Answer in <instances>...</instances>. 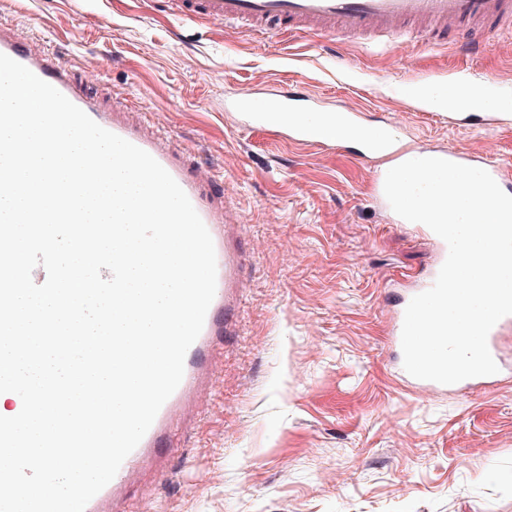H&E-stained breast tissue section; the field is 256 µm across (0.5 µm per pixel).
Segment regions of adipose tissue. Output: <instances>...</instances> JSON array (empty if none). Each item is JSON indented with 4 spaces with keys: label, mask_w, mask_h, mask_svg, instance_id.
Returning <instances> with one entry per match:
<instances>
[{
    "label": "adipose tissue",
    "mask_w": 512,
    "mask_h": 512,
    "mask_svg": "<svg viewBox=\"0 0 512 512\" xmlns=\"http://www.w3.org/2000/svg\"><path fill=\"white\" fill-rule=\"evenodd\" d=\"M414 98L439 110L473 112L487 109H512V100L503 101L491 94L483 85L457 83L450 87L428 84L412 88ZM292 120L304 125L308 136L321 139H349L355 144L366 142L383 145L389 139L388 132L372 127H346L341 115L333 112H295Z\"/></svg>",
    "instance_id": "adipose-tissue-1"
}]
</instances>
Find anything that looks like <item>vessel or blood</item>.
<instances>
[{
    "label": "vessel or blood",
    "instance_id": "vessel-or-blood-1",
    "mask_svg": "<svg viewBox=\"0 0 512 512\" xmlns=\"http://www.w3.org/2000/svg\"><path fill=\"white\" fill-rule=\"evenodd\" d=\"M176 16L205 19L220 25L248 24L262 33L283 30L327 35L336 32L358 36L384 33L401 35L407 24L431 23L434 40H445L449 23L474 29L485 23L512 24V0H170ZM0 54L21 63L83 110L97 124L149 153L179 184L207 227L215 248L217 283L203 329L189 348L183 378L160 408L138 446L126 457L117 474L86 505L98 512L103 500L152 457L170 437L171 427L205 388L214 370V342L229 335L234 326L237 302L246 283L241 276L244 252L231 246L227 235L237 218L225 194L212 192L214 176L198 167L186 171L171 137L148 125L135 127L121 109L105 110L76 82L60 53L44 48L37 40L24 39L0 29Z\"/></svg>",
    "mask_w": 512,
    "mask_h": 512
}]
</instances>
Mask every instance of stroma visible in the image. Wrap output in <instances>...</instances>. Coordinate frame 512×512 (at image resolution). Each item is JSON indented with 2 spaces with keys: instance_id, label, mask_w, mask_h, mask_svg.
Listing matches in <instances>:
<instances>
[{
  "instance_id": "stroma-1",
  "label": "stroma",
  "mask_w": 512,
  "mask_h": 512,
  "mask_svg": "<svg viewBox=\"0 0 512 512\" xmlns=\"http://www.w3.org/2000/svg\"><path fill=\"white\" fill-rule=\"evenodd\" d=\"M0 25L71 65L100 60L90 93L157 123L188 168L207 166L244 225L247 283L209 397L172 428L112 512H512V327L502 372L421 395L389 356L394 314L439 259L438 243L371 195L374 170L344 144L292 145L239 127L225 103L288 96L316 110L396 121L409 148L495 147L512 184V110L437 112L407 86L494 74L512 98V29L468 57L411 40L339 33L257 36L181 20L164 0H0ZM336 474L324 482V471Z\"/></svg>"
}]
</instances>
